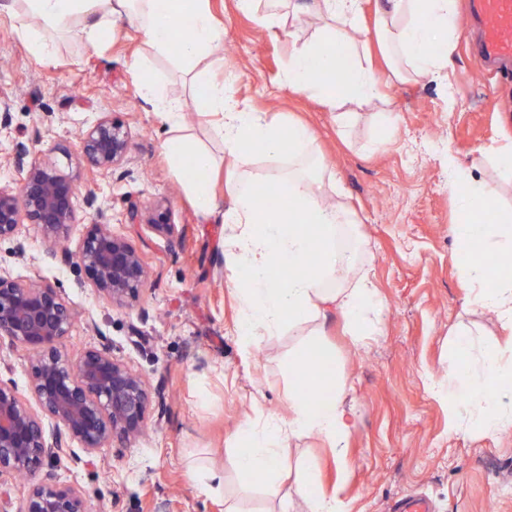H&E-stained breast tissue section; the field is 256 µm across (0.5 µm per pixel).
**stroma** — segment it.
Listing matches in <instances>:
<instances>
[{
	"mask_svg": "<svg viewBox=\"0 0 512 512\" xmlns=\"http://www.w3.org/2000/svg\"><path fill=\"white\" fill-rule=\"evenodd\" d=\"M223 32L222 45L203 56L197 70L232 77L239 104L268 119H299L313 129L325 171L323 198L347 204L348 231L384 306L365 346L354 345L340 317L310 321L304 332L324 334L336 372L354 404L355 427L347 445V474L314 435L291 442L289 464L318 457L323 489H339L351 512H391L394 503L426 496L432 512H512V427L493 437L448 430V405L429 389L446 376L455 333L467 327L488 344L502 335L493 314L465 312L458 268L465 254L458 239L463 211L448 190V158L469 161L512 143V62L478 61L480 26L472 0H460L461 36L447 77L427 84L382 86L379 99L360 108L348 131L316 100L293 93L285 80L289 51L315 23L266 26L241 13L236 0H207ZM15 12L0 10V94L11 123L0 129V182L16 184L8 159L15 143L54 162L71 177L78 195H96L114 231L141 251L150 279L139 299L116 306L94 295L83 271L47 258L34 225L22 228L26 256L11 240L0 242V271L56 286L78 319L62 343L69 356L109 343L113 354L162 387L148 424L135 441L111 442L94 459L84 452L44 466L39 482L75 484L90 512H276L289 482L243 483L228 455L240 424L259 412H285L293 379L288 359L294 333L265 337L250 358L238 351L239 305L231 292L229 234L220 216L203 217L169 168L162 143L169 127L140 96L151 79L184 115L185 133L215 155L222 117H200L196 89L183 68L156 56L141 32L117 22L97 45L79 30L48 34L52 57L42 61L18 35ZM130 130V177L87 171L76 136L100 117ZM164 201L184 230L169 240L128 220L131 203ZM201 459L224 474L223 493L211 494L187 476Z\"/></svg>",
	"mask_w": 512,
	"mask_h": 512,
	"instance_id": "35a3bbf8",
	"label": "stroma"
}]
</instances>
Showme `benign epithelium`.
Listing matches in <instances>:
<instances>
[{
  "instance_id": "7a95c632",
  "label": "benign epithelium",
  "mask_w": 512,
  "mask_h": 512,
  "mask_svg": "<svg viewBox=\"0 0 512 512\" xmlns=\"http://www.w3.org/2000/svg\"><path fill=\"white\" fill-rule=\"evenodd\" d=\"M129 143L127 128L107 117L78 137L86 164L106 173L128 162ZM9 161L20 176V187L16 192L0 185V241H16L17 252L26 255L21 227L33 224L48 243L49 259L83 269L89 287L113 304L136 301L148 268L137 247L112 231L97 197L84 198L90 222L72 250L64 242L78 221L73 180L54 163L31 157L22 142ZM128 218L168 239L180 234L161 201L131 206ZM76 319L54 285L0 273V338L30 354L26 372L32 394L26 398L12 380L0 377V476L31 480L44 465L70 454L72 442L92 457L114 440L137 439L145 429L150 387L108 344L88 348L75 359L62 349ZM47 419L58 426L51 435ZM16 512H88V507L78 487L38 482L31 484Z\"/></svg>"
}]
</instances>
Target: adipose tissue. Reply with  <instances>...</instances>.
Listing matches in <instances>:
<instances>
[{
    "instance_id": "1",
    "label": "adipose tissue",
    "mask_w": 512,
    "mask_h": 512,
    "mask_svg": "<svg viewBox=\"0 0 512 512\" xmlns=\"http://www.w3.org/2000/svg\"><path fill=\"white\" fill-rule=\"evenodd\" d=\"M261 21L271 26L294 22L311 14L318 22L303 44L289 56L286 80L298 94L319 99L332 112L339 127L354 119L348 107L377 97L380 77L371 63L379 52L389 75L399 82L434 81L453 63L459 37L456 19L459 0H375L372 40H360L361 0H263ZM21 5L22 36L33 53L48 57L47 31L67 32L81 23L82 34L97 42L111 23L127 18L157 53L166 54L185 70H193L203 55L219 48L222 35L202 0L187 8L186 0H12ZM196 100L200 116L222 114L217 134L224 157L231 163L220 173L215 156L203 144L182 135V114L153 81H145L142 95L153 112L176 129L162 148L171 169L192 194L204 217L220 215L230 226L227 245L249 278L235 282L239 303L237 345L250 357L261 340L279 335L284 326L337 313L348 335H365L381 302L368 269L362 264L360 245L343 244L342 231L353 217L342 205L322 200L323 166L310 128L299 121L275 122L234 103L231 85L198 79ZM286 158L275 181L288 194L287 211L259 210L254 189L263 175L254 168L256 155ZM484 157L467 164L451 163L448 189L470 215L493 212L479 241L462 236L463 247L479 245L490 256L512 262V207L503 208L497 195L475 175ZM224 175L228 208H220L214 193L215 178ZM295 269L281 280L274 270ZM352 274L349 284L339 275ZM463 287L469 288L467 305L495 313L501 328L512 336V275H493L487 265L469 262L459 267ZM294 386L288 393L286 415L269 414L249 421L237 432L239 447L232 459L243 478L257 473L280 475L287 445L293 438L315 434L334 452L351 435L354 419L344 403L346 386L336 374V358L324 346L306 337L289 358ZM431 392L448 404V429L459 433L472 428L494 436L512 426V345L475 349L469 329L458 331L455 356L446 381H432ZM301 478L294 491L306 499L308 512H349L339 490L319 489L315 458L300 461Z\"/></svg>"
}]
</instances>
